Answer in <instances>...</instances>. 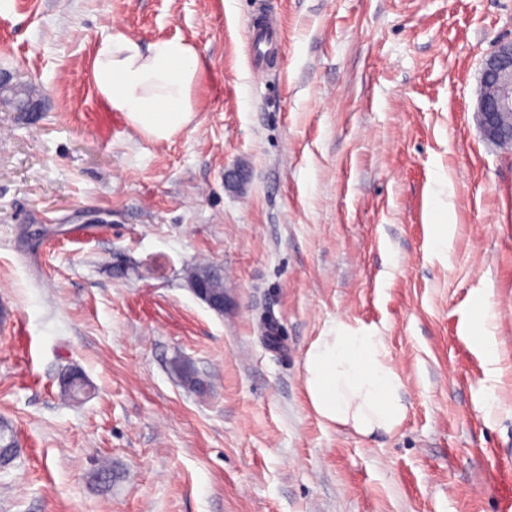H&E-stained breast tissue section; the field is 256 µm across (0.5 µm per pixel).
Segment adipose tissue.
Returning a JSON list of instances; mask_svg holds the SVG:
<instances>
[{
    "label": "adipose tissue",
    "instance_id": "ef3b65f1",
    "mask_svg": "<svg viewBox=\"0 0 512 512\" xmlns=\"http://www.w3.org/2000/svg\"><path fill=\"white\" fill-rule=\"evenodd\" d=\"M202 59L182 38L143 45L113 30L96 47L94 83L109 111L141 135L170 140L196 116L192 91ZM303 386L313 412L326 424L370 437L392 434L408 405L385 340L373 327L339 319L304 352Z\"/></svg>",
    "mask_w": 512,
    "mask_h": 512
}]
</instances>
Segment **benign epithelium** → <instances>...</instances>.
<instances>
[{"label":"benign epithelium","mask_w":512,"mask_h":512,"mask_svg":"<svg viewBox=\"0 0 512 512\" xmlns=\"http://www.w3.org/2000/svg\"><path fill=\"white\" fill-rule=\"evenodd\" d=\"M512 112V42L500 44L485 60L476 119L486 138L501 146H512V125L502 122L506 112ZM213 277L198 276L191 281L194 294L213 310L222 313L228 305L224 291L211 285Z\"/></svg>","instance_id":"7a95c632"}]
</instances>
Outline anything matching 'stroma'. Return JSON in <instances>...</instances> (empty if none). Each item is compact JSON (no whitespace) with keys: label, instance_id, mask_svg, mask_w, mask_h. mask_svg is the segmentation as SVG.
<instances>
[{"label":"stroma","instance_id":"stroma-1","mask_svg":"<svg viewBox=\"0 0 512 512\" xmlns=\"http://www.w3.org/2000/svg\"><path fill=\"white\" fill-rule=\"evenodd\" d=\"M258 1L0 0V70L42 104L0 103V419L21 446L0 512H512V147L475 116L512 0H266L283 52L257 79ZM115 27L199 48L170 141L96 91ZM338 319L386 342L394 434L307 403L303 353ZM71 367L89 388L66 400ZM210 272L206 277L198 276L191 281L194 294L205 302L213 310L224 313V307L228 305V299L223 290H218L211 285L213 277ZM488 315V309L481 307L473 316L471 326V335L473 341L480 344L486 350L490 358L494 355V345L491 336L486 335L485 322Z\"/></svg>","mask_w":512,"mask_h":512}]
</instances>
